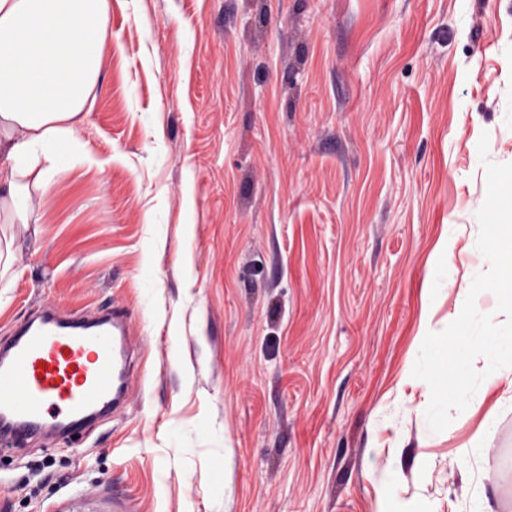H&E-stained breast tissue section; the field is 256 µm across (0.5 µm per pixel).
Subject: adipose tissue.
Listing matches in <instances>:
<instances>
[{"mask_svg":"<svg viewBox=\"0 0 512 512\" xmlns=\"http://www.w3.org/2000/svg\"><path fill=\"white\" fill-rule=\"evenodd\" d=\"M106 0H0V212L24 224L22 179L73 164V142L110 35ZM506 384L512 360L455 386L475 401Z\"/></svg>","mask_w":512,"mask_h":512,"instance_id":"ef3b65f1","label":"adipose tissue"}]
</instances>
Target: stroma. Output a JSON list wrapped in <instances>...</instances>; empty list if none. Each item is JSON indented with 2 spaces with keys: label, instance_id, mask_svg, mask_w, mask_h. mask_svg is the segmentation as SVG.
Instances as JSON below:
<instances>
[{
  "label": "stroma",
  "instance_id": "obj_1",
  "mask_svg": "<svg viewBox=\"0 0 512 512\" xmlns=\"http://www.w3.org/2000/svg\"><path fill=\"white\" fill-rule=\"evenodd\" d=\"M107 9L75 163L23 180L28 223L0 217V340L43 305L120 302L133 386L77 443L0 455V512H209L226 473L227 512H381L387 489L406 512H512V394L447 406L431 435L406 380L483 261L485 164L512 163V0ZM200 420L226 465L168 440ZM159 226V224H149L142 243L144 264L140 273V288L146 306H151L154 303L159 287V272L153 260V254L158 247L155 228ZM493 436V425L491 424L489 418L485 426L473 436L465 448V453L475 460L482 458L485 449L487 448L489 442L492 440Z\"/></svg>",
  "mask_w": 512,
  "mask_h": 512
}]
</instances>
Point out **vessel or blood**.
Wrapping results in <instances>:
<instances>
[{
  "label": "vessel or blood",
  "instance_id": "1",
  "mask_svg": "<svg viewBox=\"0 0 512 512\" xmlns=\"http://www.w3.org/2000/svg\"><path fill=\"white\" fill-rule=\"evenodd\" d=\"M128 312L112 304L24 321L0 348V444L19 451L46 436H71L95 410L117 408L128 389Z\"/></svg>",
  "mask_w": 512,
  "mask_h": 512
}]
</instances>
